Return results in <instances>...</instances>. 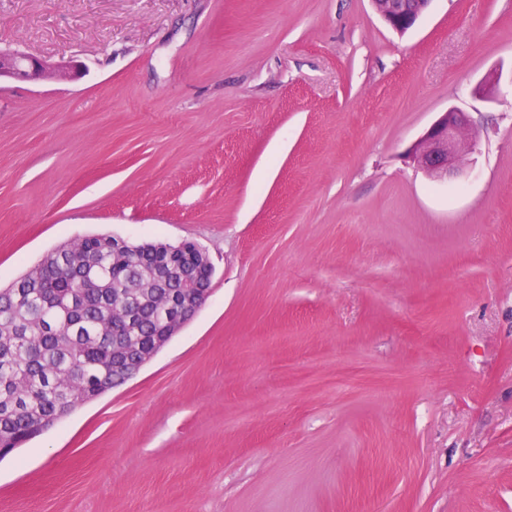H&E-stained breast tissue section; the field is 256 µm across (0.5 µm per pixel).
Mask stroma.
Returning <instances> with one entry per match:
<instances>
[{"instance_id":"obj_1","label":"stroma","mask_w":512,"mask_h":512,"mask_svg":"<svg viewBox=\"0 0 512 512\" xmlns=\"http://www.w3.org/2000/svg\"><path fill=\"white\" fill-rule=\"evenodd\" d=\"M0 288L89 235L204 247L196 316L0 458V512H512V0H0ZM479 135L437 184L407 147ZM270 169L268 180L255 176ZM400 0H372L375 12L393 30L405 33L428 9L431 0L415 1L411 6L397 4ZM81 75V65L75 60L49 61L0 50V83L4 78L19 81H43L57 78L77 80ZM470 119L467 112L450 108L425 129L407 150V158L428 177L448 182L460 173L459 159L472 153L476 141L467 139Z\"/></svg>"}]
</instances>
